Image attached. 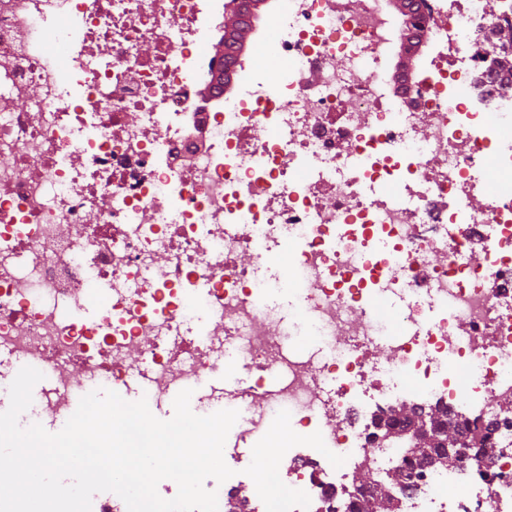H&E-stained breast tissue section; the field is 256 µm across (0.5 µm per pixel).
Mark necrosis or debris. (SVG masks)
<instances>
[{
    "mask_svg": "<svg viewBox=\"0 0 512 512\" xmlns=\"http://www.w3.org/2000/svg\"><path fill=\"white\" fill-rule=\"evenodd\" d=\"M413 2L403 20L387 0L248 18L276 61L258 75L209 51L240 0H0V352L50 371L37 419L66 412L74 366L109 389L139 374L160 401L223 371L233 341L249 378L224 405L256 432L287 421L270 449L290 492L240 499L238 477L206 480L219 512L361 505L349 472L400 463L374 431L407 402L486 432L398 488L397 512H512V73L497 64L512 7ZM404 29L429 54L401 80ZM489 159L495 190L471 206ZM283 255L324 354L287 347L266 300L258 273ZM94 280L112 297L90 318ZM202 283L196 308L185 293ZM376 299L398 302L396 321Z\"/></svg>",
    "mask_w": 512,
    "mask_h": 512,
    "instance_id": "obj_1",
    "label": "necrosis or debris"
}]
</instances>
